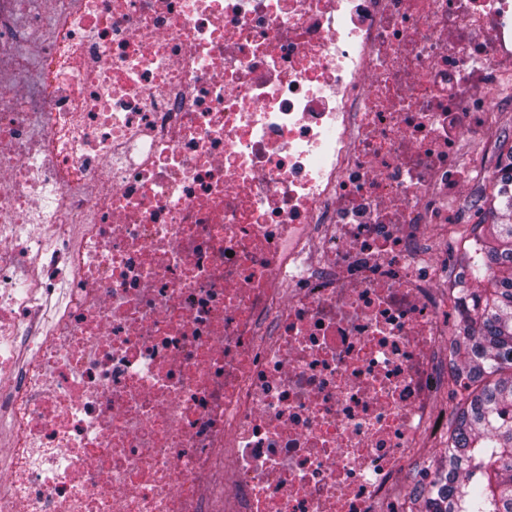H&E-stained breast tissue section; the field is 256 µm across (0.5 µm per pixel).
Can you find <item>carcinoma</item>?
I'll use <instances>...</instances> for the list:
<instances>
[{
    "instance_id": "cac0c4a2",
    "label": "carcinoma",
    "mask_w": 512,
    "mask_h": 512,
    "mask_svg": "<svg viewBox=\"0 0 512 512\" xmlns=\"http://www.w3.org/2000/svg\"><path fill=\"white\" fill-rule=\"evenodd\" d=\"M488 175L477 231L448 272L447 468L419 491L427 512H512V138Z\"/></svg>"
}]
</instances>
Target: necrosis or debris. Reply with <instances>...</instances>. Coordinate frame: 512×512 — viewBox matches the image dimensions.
<instances>
[{"label": "necrosis or debris", "instance_id": "4bbe7bcc", "mask_svg": "<svg viewBox=\"0 0 512 512\" xmlns=\"http://www.w3.org/2000/svg\"><path fill=\"white\" fill-rule=\"evenodd\" d=\"M2 66L0 512H391L512 0H0Z\"/></svg>", "mask_w": 512, "mask_h": 512}]
</instances>
